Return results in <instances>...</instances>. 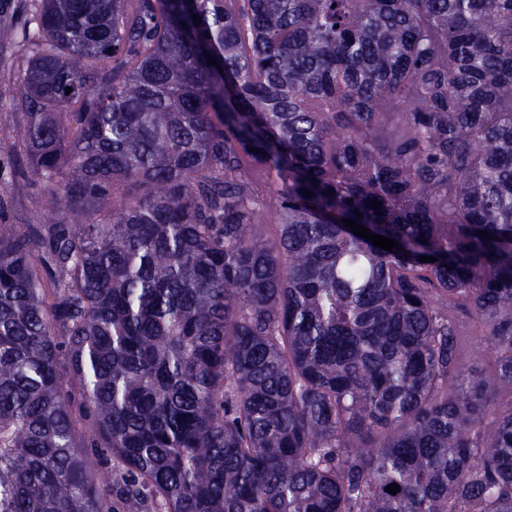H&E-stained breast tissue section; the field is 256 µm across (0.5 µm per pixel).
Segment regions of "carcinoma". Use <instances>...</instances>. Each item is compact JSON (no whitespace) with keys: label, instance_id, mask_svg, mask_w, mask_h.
I'll return each mask as SVG.
<instances>
[{"label":"carcinoma","instance_id":"1","mask_svg":"<svg viewBox=\"0 0 512 512\" xmlns=\"http://www.w3.org/2000/svg\"><path fill=\"white\" fill-rule=\"evenodd\" d=\"M37 2L0 512H512V0ZM485 329L477 322H466L463 336L459 341L461 360L471 368L487 371L490 359L484 342Z\"/></svg>","mask_w":512,"mask_h":512}]
</instances>
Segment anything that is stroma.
Segmentation results:
<instances>
[{
	"label": "stroma",
	"mask_w": 512,
	"mask_h": 512,
	"mask_svg": "<svg viewBox=\"0 0 512 512\" xmlns=\"http://www.w3.org/2000/svg\"><path fill=\"white\" fill-rule=\"evenodd\" d=\"M33 9V0H0V224L22 231L59 215L46 190L23 178L26 160L14 146L24 121L13 106L17 78L32 54L19 29Z\"/></svg>",
	"instance_id": "35a3bbf8"
}]
</instances>
